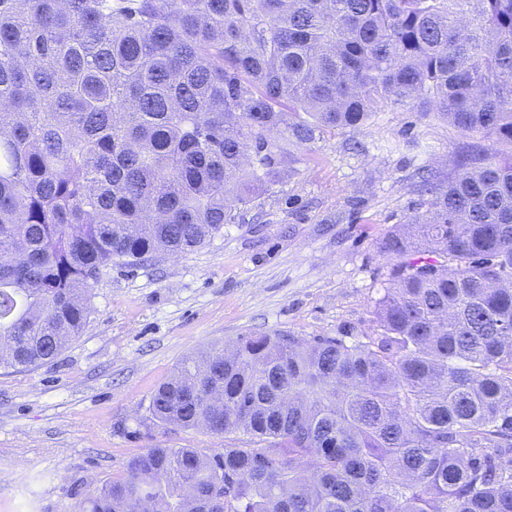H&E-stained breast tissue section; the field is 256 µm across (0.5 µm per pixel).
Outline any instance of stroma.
<instances>
[{"instance_id":"stroma-1","label":"stroma","mask_w":512,"mask_h":512,"mask_svg":"<svg viewBox=\"0 0 512 512\" xmlns=\"http://www.w3.org/2000/svg\"><path fill=\"white\" fill-rule=\"evenodd\" d=\"M279 155L239 223L202 247L108 267L82 335L55 358L0 368V512H78L79 501L155 446L206 452L246 435L166 427L148 410L186 356L239 336L365 341L392 260L385 239L424 214V176L492 149L435 114L388 108L347 129L271 136Z\"/></svg>"}]
</instances>
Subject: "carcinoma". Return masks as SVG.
<instances>
[{
	"instance_id": "1",
	"label": "carcinoma",
	"mask_w": 512,
	"mask_h": 512,
	"mask_svg": "<svg viewBox=\"0 0 512 512\" xmlns=\"http://www.w3.org/2000/svg\"><path fill=\"white\" fill-rule=\"evenodd\" d=\"M390 106L511 154L386 238L367 342L248 334L151 394L257 447L149 448L78 512H512V0H0V368L80 337L107 264L237 223L271 132Z\"/></svg>"
}]
</instances>
